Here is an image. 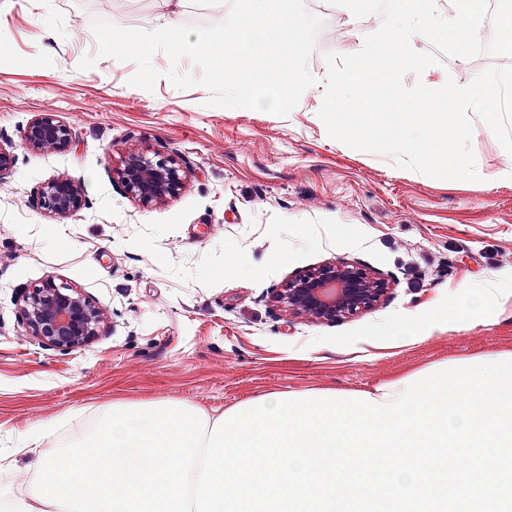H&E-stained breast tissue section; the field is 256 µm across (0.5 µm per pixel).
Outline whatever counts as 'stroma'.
I'll use <instances>...</instances> for the list:
<instances>
[{"mask_svg":"<svg viewBox=\"0 0 512 512\" xmlns=\"http://www.w3.org/2000/svg\"><path fill=\"white\" fill-rule=\"evenodd\" d=\"M253 0H183L191 31L234 23ZM308 68L354 42L348 18L321 13ZM166 0H0V483L21 485L18 435L53 421L52 441L81 437L102 410L125 403H189L227 410L270 393L343 394L477 355L512 353V183L491 173L498 141L473 137L479 181L439 180L394 157L330 138L308 97L268 112L226 98L224 79L196 58L101 49L121 16L128 34L167 14ZM418 80L464 84L504 58L437 53ZM48 116L75 135L32 149L27 127ZM172 160L182 185L143 203L118 177L129 156ZM78 187L81 208L37 204L48 183ZM288 244L287 259L273 251ZM348 262L391 289L367 310L315 321L267 302L288 278ZM497 278L509 285L484 317L445 319L448 292ZM81 290L102 310L99 336L61 352L34 341L16 298L44 280ZM431 324L395 343L381 326Z\"/></svg>","mask_w":512,"mask_h":512,"instance_id":"1","label":"stroma"}]
</instances>
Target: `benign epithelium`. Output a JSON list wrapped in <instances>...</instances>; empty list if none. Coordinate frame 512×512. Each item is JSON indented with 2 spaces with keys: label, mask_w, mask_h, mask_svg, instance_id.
Masks as SVG:
<instances>
[{
  "label": "benign epithelium",
  "mask_w": 512,
  "mask_h": 512,
  "mask_svg": "<svg viewBox=\"0 0 512 512\" xmlns=\"http://www.w3.org/2000/svg\"><path fill=\"white\" fill-rule=\"evenodd\" d=\"M70 129L44 117L26 131L24 144L32 148H55L71 144ZM122 180L129 191L147 202L161 199L179 183L178 169L165 158L147 160L131 157ZM77 187L65 192L49 185L41 194L40 207L54 214H68L81 207ZM386 293L381 278L368 275L360 267L342 263L316 274L302 276L275 290L274 299L296 315L334 319L343 314L370 308ZM26 325L38 342L58 351L81 348L98 335L100 310L81 292L59 287L52 281L28 289L21 301Z\"/></svg>",
  "instance_id": "1"
}]
</instances>
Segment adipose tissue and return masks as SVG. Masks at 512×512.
Here are the masks:
<instances>
[{
    "label": "adipose tissue",
    "mask_w": 512,
    "mask_h": 512,
    "mask_svg": "<svg viewBox=\"0 0 512 512\" xmlns=\"http://www.w3.org/2000/svg\"><path fill=\"white\" fill-rule=\"evenodd\" d=\"M277 29L282 45H298L299 20L294 15L273 16L266 12L264 0H254L251 15L233 28L219 27L209 32L185 31L181 28L178 11H171L164 21L150 20L133 37L132 43L143 56L166 51L180 59L188 50L207 58L213 47H220L224 75V92L237 98H252L269 112H283L301 102L312 79L304 70L299 54L282 57L276 68L259 73L254 83L243 82L236 70L238 60L245 56L267 54L261 38L265 29ZM502 291L501 284L486 278L464 284L448 293L449 311L464 310L469 317L479 318L492 309Z\"/></svg>",
    "instance_id": "obj_1"
}]
</instances>
